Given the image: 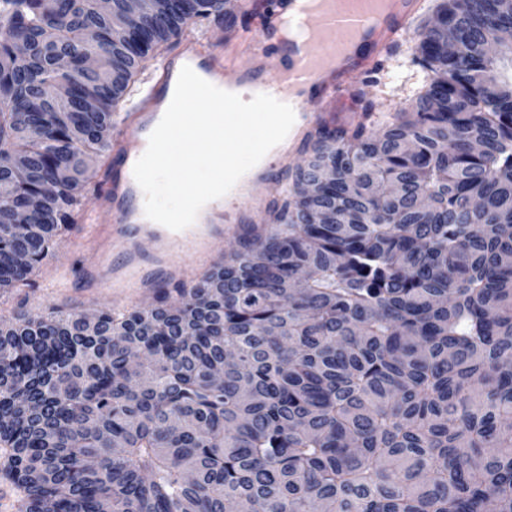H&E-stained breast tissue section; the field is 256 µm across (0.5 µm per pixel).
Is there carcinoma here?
<instances>
[{"instance_id":"1","label":"carcinoma","mask_w":512,"mask_h":512,"mask_svg":"<svg viewBox=\"0 0 512 512\" xmlns=\"http://www.w3.org/2000/svg\"><path fill=\"white\" fill-rule=\"evenodd\" d=\"M10 2L1 293L74 223L143 48L213 14L150 0L134 39L125 0ZM428 12L408 107L321 134L262 233L180 299L92 329L59 307L0 319L21 512H512V0Z\"/></svg>"}]
</instances>
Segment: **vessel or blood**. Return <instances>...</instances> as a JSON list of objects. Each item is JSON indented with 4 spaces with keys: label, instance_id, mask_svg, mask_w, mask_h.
Returning <instances> with one entry per match:
<instances>
[{
    "label": "vessel or blood",
    "instance_id": "b4317fda",
    "mask_svg": "<svg viewBox=\"0 0 512 512\" xmlns=\"http://www.w3.org/2000/svg\"><path fill=\"white\" fill-rule=\"evenodd\" d=\"M300 0H277L264 23V35L279 32L296 13ZM421 0H320L308 16L309 36L289 42L288 62L282 69L268 72L262 51H255L248 68L234 81L263 88L266 94L281 97L295 112L288 134L291 142L302 141L315 114L305 88H321L328 97L348 91L356 68L371 71L390 46L409 27L421 10ZM190 66L213 82L222 80L218 66L194 39L185 40L178 52L168 55L158 83L135 111L126 113L118 129L120 160L98 194L101 206L113 221L95 227L98 261L90 278L99 288L126 293L156 287L158 283H178L200 258L210 256L215 243L227 231L246 222L253 213V190L264 182L278 164V156L253 167L235 192L211 203L198 225L188 231H172L141 219L140 187L133 166L141 156L153 125L163 115V103L183 66ZM153 245L151 259L141 255L143 241Z\"/></svg>",
    "mask_w": 512,
    "mask_h": 512
}]
</instances>
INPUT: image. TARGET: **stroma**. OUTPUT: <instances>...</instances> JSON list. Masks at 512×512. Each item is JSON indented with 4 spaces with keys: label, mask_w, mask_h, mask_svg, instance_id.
<instances>
[{
    "label": "stroma",
    "mask_w": 512,
    "mask_h": 512,
    "mask_svg": "<svg viewBox=\"0 0 512 512\" xmlns=\"http://www.w3.org/2000/svg\"><path fill=\"white\" fill-rule=\"evenodd\" d=\"M259 7L238 17L233 28H225L223 20L205 21L185 26L180 35L171 38L159 51L148 54L138 76L139 87L148 86L154 78V70L163 56L178 50L182 38L202 40L207 49L222 62L225 79H233L237 70L250 63V51L255 42H262L269 69L284 65L287 57L285 44L276 38L263 39L262 18L274 4L272 0H258ZM418 41L415 31L398 40L391 49L386 69L379 77L356 72L353 93L343 103L315 97L311 109L318 115L317 124L333 129L344 126L347 113H362L367 103H374L377 110L394 111L405 104L412 87L418 85L422 72L410 65L409 60ZM316 135H309L303 142L289 146L281 164L274 170V181L256 186L255 193L263 205L253 216L254 223H267L270 213L281 206L286 198L285 190L297 165L302 164L312 152ZM108 165L107 156L95 158L84 191L81 210L91 216V223L73 224L56 248L53 259L44 261L33 278L32 285L20 286L0 294V316L9 318L24 312L47 307H61L75 313H90L101 308L122 312L135 306L151 304L154 292L141 294H115L105 288L89 285L87 274L97 259L96 245L91 232L92 223L107 224L112 217L99 211L97 193Z\"/></svg>",
    "instance_id": "stroma-1"
}]
</instances>
